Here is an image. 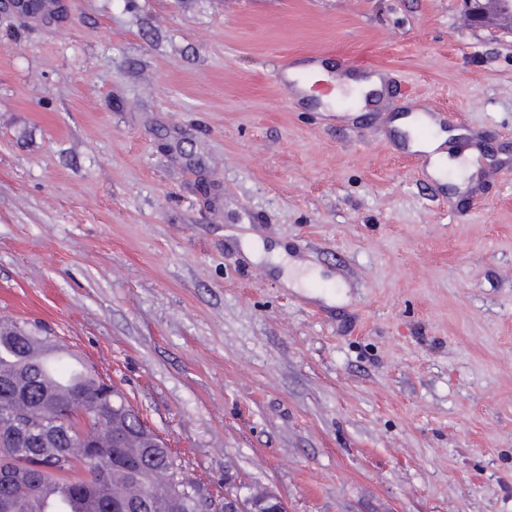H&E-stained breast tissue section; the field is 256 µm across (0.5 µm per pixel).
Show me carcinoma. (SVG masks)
Instances as JSON below:
<instances>
[{"instance_id": "obj_1", "label": "carcinoma", "mask_w": 512, "mask_h": 512, "mask_svg": "<svg viewBox=\"0 0 512 512\" xmlns=\"http://www.w3.org/2000/svg\"><path fill=\"white\" fill-rule=\"evenodd\" d=\"M50 337L25 321L0 323V512H42L50 489L84 512H170L171 480L192 481L158 433L112 412L124 393L88 363L61 370L38 358ZM125 435L112 447V435Z\"/></svg>"}]
</instances>
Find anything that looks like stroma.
I'll return each mask as SVG.
<instances>
[{
    "label": "stroma",
    "mask_w": 512,
    "mask_h": 512,
    "mask_svg": "<svg viewBox=\"0 0 512 512\" xmlns=\"http://www.w3.org/2000/svg\"><path fill=\"white\" fill-rule=\"evenodd\" d=\"M382 76L366 112L281 77ZM446 112L464 187L391 126ZM258 237L312 272L291 288ZM288 512H512V31L462 0H0V321Z\"/></svg>",
    "instance_id": "35a3bbf8"
}]
</instances>
